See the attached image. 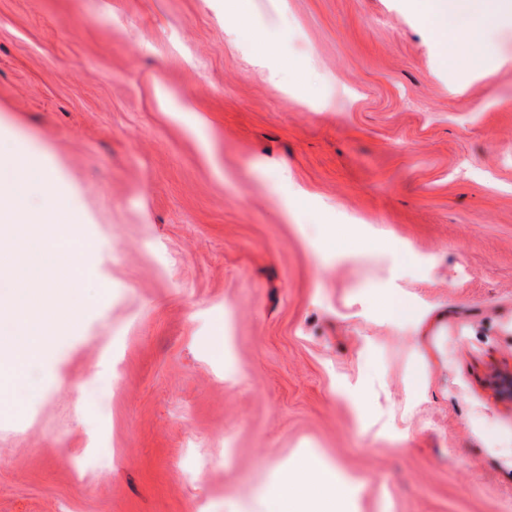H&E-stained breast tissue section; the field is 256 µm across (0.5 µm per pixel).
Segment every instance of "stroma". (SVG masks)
Here are the masks:
<instances>
[{
  "mask_svg": "<svg viewBox=\"0 0 512 512\" xmlns=\"http://www.w3.org/2000/svg\"><path fill=\"white\" fill-rule=\"evenodd\" d=\"M402 4L0 0V147L89 250L0 512H267L311 450L340 512H512V27L451 66Z\"/></svg>",
  "mask_w": 512,
  "mask_h": 512,
  "instance_id": "obj_1",
  "label": "stroma"
}]
</instances>
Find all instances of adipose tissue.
Wrapping results in <instances>:
<instances>
[{
    "label": "adipose tissue",
    "mask_w": 512,
    "mask_h": 512,
    "mask_svg": "<svg viewBox=\"0 0 512 512\" xmlns=\"http://www.w3.org/2000/svg\"><path fill=\"white\" fill-rule=\"evenodd\" d=\"M405 8L427 19L435 32L453 40L480 33L488 21L512 18V0H406ZM339 490L335 467L308 454L298 469H281L276 503L269 512H320L317 494Z\"/></svg>",
    "instance_id": "obj_1"
}]
</instances>
